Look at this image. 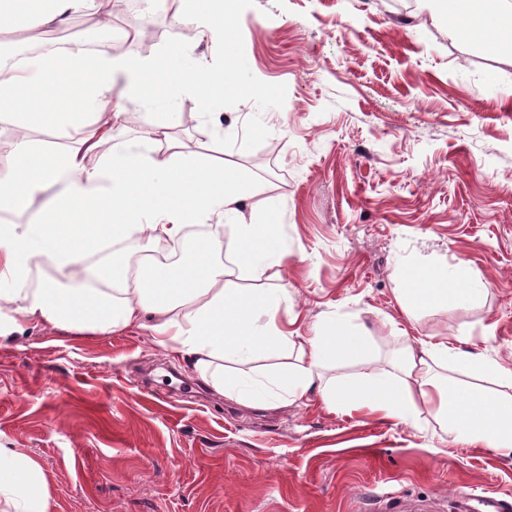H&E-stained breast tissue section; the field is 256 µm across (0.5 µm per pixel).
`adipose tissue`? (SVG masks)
Listing matches in <instances>:
<instances>
[{
	"label": "adipose tissue",
	"mask_w": 512,
	"mask_h": 512,
	"mask_svg": "<svg viewBox=\"0 0 512 512\" xmlns=\"http://www.w3.org/2000/svg\"><path fill=\"white\" fill-rule=\"evenodd\" d=\"M182 21L193 40L150 56L135 49L112 55L71 51L60 63L32 57L17 63L0 55V120L22 135L0 167V213L20 216L0 224V337L49 325L69 332L112 334L143 330L176 350L215 391L267 407L316 393L332 410L365 413L388 423L429 413L454 440L512 452V369L464 349V336L406 345L389 367L356 379L325 378V369L372 355L366 332L328 318L305 342L281 322L293 300L273 287L293 254L276 220L273 197L228 159L184 152L173 135L182 97L200 110L224 103V89L241 84L245 64L216 73L194 55L196 42H224L231 0H184ZM437 21L465 40L501 51L512 41V0H439ZM83 16L101 22L99 0H0V33L58 28ZM133 107L156 112L153 123L128 135L122 118ZM42 131L63 140L49 144ZM99 150L98 164L85 155ZM212 231L189 236L190 225ZM228 227L221 235L220 227ZM175 247L179 263L165 268L133 261L121 245ZM54 277L28 285L33 270ZM71 287H62V280ZM252 280L249 288L239 287ZM268 287H260V280ZM487 285L466 262L454 269L412 267L396 292L406 313L421 307L468 304ZM296 353V365L283 356ZM278 357L257 378L224 368L227 356ZM471 377L454 383L449 369ZM494 381L491 389L481 380ZM48 482L40 463L18 448L0 447V512H49Z\"/></svg>",
	"instance_id": "1"
}]
</instances>
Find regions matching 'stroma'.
<instances>
[{"mask_svg":"<svg viewBox=\"0 0 512 512\" xmlns=\"http://www.w3.org/2000/svg\"><path fill=\"white\" fill-rule=\"evenodd\" d=\"M148 12L151 52L183 40L173 8ZM434 0H237L249 86L212 120L224 156L274 184L295 252L282 271L294 335L333 317L367 331L370 361L465 332L512 366V54L434 21ZM89 21L0 40L84 44ZM469 263L489 285L407 316L395 294L415 265ZM0 445L36 458L50 512H383L385 501L512 495V455L454 440L434 419L395 426L329 411L313 394L261 410L215 393L142 331L41 326L0 338Z\"/></svg>","mask_w":512,"mask_h":512,"instance_id":"obj_1","label":"stroma"}]
</instances>
